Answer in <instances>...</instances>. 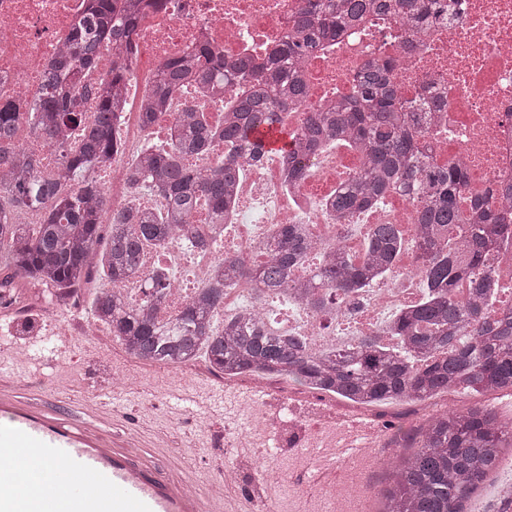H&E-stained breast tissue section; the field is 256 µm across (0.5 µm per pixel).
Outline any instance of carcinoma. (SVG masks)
<instances>
[{"instance_id":"obj_1","label":"carcinoma","mask_w":512,"mask_h":512,"mask_svg":"<svg viewBox=\"0 0 512 512\" xmlns=\"http://www.w3.org/2000/svg\"><path fill=\"white\" fill-rule=\"evenodd\" d=\"M387 12L400 18L403 30L411 31L451 15L453 9L443 0H302V24L285 37L281 63L262 75L250 74V66L243 64L233 74L250 80L240 90L239 112L227 118L220 133L230 146L227 158L209 173L189 165L190 155L209 150L213 132L204 121L187 116L175 143L147 155L139 167L148 173V189L168 200L167 216L137 221L125 211L107 226L100 222L108 200L96 167L112 157L120 90L132 61L122 57L101 76L103 90L90 119V90L81 72L95 60L99 40L75 35L74 50L66 52L67 78L49 82L26 113L17 99L0 101V165L8 166L0 177V289L33 282L45 287V299L58 303L88 282L96 262L107 268L112 283L125 280L138 265L143 243L184 232V219L200 202L220 220L232 200L236 155L241 152L253 163L265 158L262 143L252 138L254 128L280 123L279 113L293 110L305 93L290 64H302L353 23L369 16L380 21ZM134 27L131 0L123 25L107 35L117 40ZM390 70L385 62L360 73L353 95L309 117L302 131L290 133L289 148L280 156L288 159V174L297 178L308 157L328 139L357 145L366 164L337 194L340 214L356 215L397 185L418 195L428 297L395 320L397 334L406 342L402 353H386L366 339L352 354L315 357L293 341L258 331L256 317L251 326L227 320L220 327V287L201 289L164 330L155 315L171 283L160 277L147 281V300L135 309L126 308L110 288L94 293L93 318L109 321L112 338L147 364L179 366L203 348L211 367L224 374L277 373L360 404L423 402L460 387L475 394L512 390V304L481 306L494 279L491 245L505 231L504 215L487 206L482 220L473 222L463 213V173L423 154L416 135L420 118L412 103L390 85ZM212 76L213 70H196L187 60L166 62L145 107L147 124L156 121L184 84L207 88ZM24 118L38 137L57 147V176L45 174L37 156L9 146L8 139ZM37 207L45 208L43 223L11 222L12 216ZM397 245L393 225L377 226L369 263L355 268L339 259L329 261L321 275L324 287L334 299L343 300L363 287L374 269L391 265ZM310 248L301 230L290 225L277 233L276 248L265 264L230 259L223 263L224 277L255 276L277 295L296 287L289 280L290 265L308 256ZM460 279L468 280L473 291L468 304L455 294ZM410 441L412 451L388 463L391 484L383 493L380 512H463V501L496 472L501 451L512 447V421L501 419L488 406L437 413Z\"/></svg>"}]
</instances>
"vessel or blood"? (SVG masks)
Masks as SVG:
<instances>
[{"instance_id":"vessel-or-blood-1","label":"vessel or blood","mask_w":512,"mask_h":512,"mask_svg":"<svg viewBox=\"0 0 512 512\" xmlns=\"http://www.w3.org/2000/svg\"><path fill=\"white\" fill-rule=\"evenodd\" d=\"M254 138L276 152L285 132L259 126ZM0 352V512H222L185 481L152 478L128 449L126 437L59 423L44 396L11 373ZM349 434L320 470L335 476L347 458L372 443L376 430L362 417L343 420Z\"/></svg>"}]
</instances>
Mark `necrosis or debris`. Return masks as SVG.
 Returning a JSON list of instances; mask_svg holds the SVG:
<instances>
[{
    "label": "necrosis or debris",
    "mask_w": 512,
    "mask_h": 512,
    "mask_svg": "<svg viewBox=\"0 0 512 512\" xmlns=\"http://www.w3.org/2000/svg\"><path fill=\"white\" fill-rule=\"evenodd\" d=\"M301 0H141L134 32L119 47L100 45L94 68L86 74L97 82L114 54L132 57L130 91L117 114L116 148L104 165V189L110 210L140 205L146 215L161 214L165 199L134 185L130 171L148 146L168 143L186 111L204 116L210 127L224 125L225 106L233 100L236 82L215 72L217 93L187 91L170 100L153 126L143 121L144 105L164 61L200 58L204 48L222 50L228 66L268 56L294 29ZM94 7L92 0H0V95L32 102L44 83L59 73L63 49L69 48ZM453 20L431 26L430 36L399 43L388 31L355 26L332 47L314 54L303 66L306 95L284 122L300 128L304 119L328 107L333 98L352 91L355 76L374 63L392 60L391 80L410 99L425 122L421 145L438 165L462 161L466 200L480 197L498 206L512 195V0H458ZM362 155L346 156L319 149L299 181L288 178L283 162L243 165L234 187L235 207L224 214L220 250L188 249L172 238L147 244L135 272L123 285L127 306L146 299L147 279L168 277L173 288L156 312L167 327L190 296L211 281L218 257H244L259 264L275 233L288 224L303 225L322 252L342 255L364 266L368 237L377 225L393 224L402 243L390 269L375 273L369 288L356 292L350 304L325 312L307 309L295 298L271 305L253 280L243 279L224 290L221 319L251 313L262 302L265 335L291 338L305 351L332 356L356 351L372 338L386 352L401 348L390 326L398 315L420 303L422 289L417 206L405 193L389 192L367 209L366 220L337 221L331 204L337 193L361 170Z\"/></svg>",
    "instance_id": "1"
}]
</instances>
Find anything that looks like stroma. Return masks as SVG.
Returning a JSON list of instances; mask_svg holds the SVG:
<instances>
[{
    "instance_id": "35a3bbf8",
    "label": "stroma",
    "mask_w": 512,
    "mask_h": 512,
    "mask_svg": "<svg viewBox=\"0 0 512 512\" xmlns=\"http://www.w3.org/2000/svg\"><path fill=\"white\" fill-rule=\"evenodd\" d=\"M59 342L40 304L0 311V346L26 351L15 365L22 381L42 392L60 419L79 421L91 409L102 427L136 431L143 447L159 453L151 475L178 476L203 489L230 457L239 468V479L227 493L236 512H264L268 505L275 512H310L320 506L318 495L305 498L292 488L310 470L309 448L329 433L328 414L356 413L351 401L326 400V416H317L311 411L317 400L313 391L291 379L268 376L270 389L258 406L281 419L279 430L265 435L262 447L229 449L224 436L240 424L234 404L245 376L224 377L202 358L185 368L145 365L128 359L108 336L89 345L72 343L69 356L57 364L53 356ZM477 401V396L457 390L420 404L388 401L365 409L379 434L377 455L361 468L369 485L364 512H380L384 460L399 451L407 433L432 414L462 411ZM507 482H512L511 451L502 456L494 479L467 500L464 512H501L499 489Z\"/></svg>"
}]
</instances>
